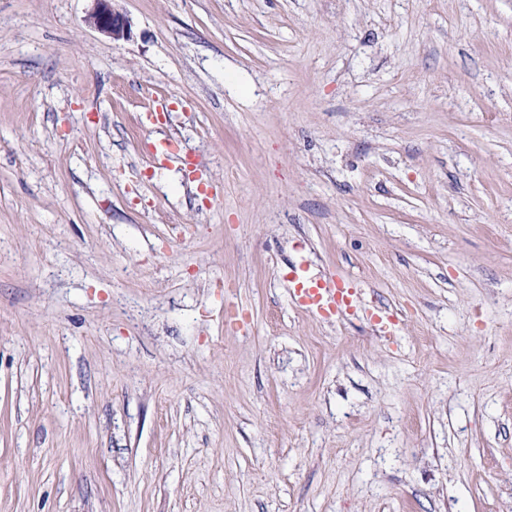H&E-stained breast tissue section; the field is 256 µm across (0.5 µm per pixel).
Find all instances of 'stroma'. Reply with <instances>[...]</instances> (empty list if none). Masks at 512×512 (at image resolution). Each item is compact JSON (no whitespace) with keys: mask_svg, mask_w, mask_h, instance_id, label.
<instances>
[{"mask_svg":"<svg viewBox=\"0 0 512 512\" xmlns=\"http://www.w3.org/2000/svg\"><path fill=\"white\" fill-rule=\"evenodd\" d=\"M112 6L0 0V512H512V0ZM94 2L96 7L90 16L94 27L113 41L129 40L132 37L131 25L124 15L112 9V0H94ZM359 289L336 275L320 277L310 283L296 282L290 290L293 304L309 313L331 317L351 309L353 297L359 298Z\"/></svg>","mask_w":512,"mask_h":512,"instance_id":"obj_1","label":"stroma"}]
</instances>
